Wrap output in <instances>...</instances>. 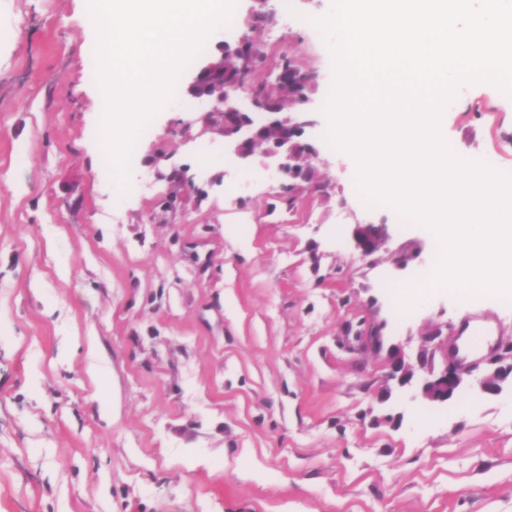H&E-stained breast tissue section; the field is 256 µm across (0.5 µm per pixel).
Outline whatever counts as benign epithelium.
<instances>
[{"mask_svg": "<svg viewBox=\"0 0 512 512\" xmlns=\"http://www.w3.org/2000/svg\"><path fill=\"white\" fill-rule=\"evenodd\" d=\"M247 66L241 80L226 84L220 77L224 70V54L213 55L202 61L194 70L187 86V93L211 103L205 119L215 124V131L224 139V154L239 167L251 163L260 142H265L262 151L268 167L286 181L293 179L301 190L316 187L309 177L308 165L320 160L319 150L310 140L302 139L306 128L314 125L310 119V97L299 98L291 112H270L265 103L244 93L246 79L262 58L257 45L247 51ZM166 179L175 191L172 200L179 201L186 191L195 189L194 176L185 168H174ZM386 236L384 224H356L352 230L355 247L365 256L371 254ZM437 343L429 351L421 352L416 362L405 360L398 347L393 348L387 381L397 390L411 393V398L433 406H442L458 395L467 386V380L458 364L446 357L441 369L433 366L437 348L444 344L440 340L442 330L432 333ZM512 377V363L497 368L491 375L480 380L483 391L498 395L506 389Z\"/></svg>", "mask_w": 512, "mask_h": 512, "instance_id": "7a95c632", "label": "benign epithelium"}]
</instances>
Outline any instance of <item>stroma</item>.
Returning a JSON list of instances; mask_svg holds the SVG:
<instances>
[{
  "instance_id": "obj_1",
  "label": "stroma",
  "mask_w": 512,
  "mask_h": 512,
  "mask_svg": "<svg viewBox=\"0 0 512 512\" xmlns=\"http://www.w3.org/2000/svg\"><path fill=\"white\" fill-rule=\"evenodd\" d=\"M289 5L272 40L280 0H235L203 52L247 34L315 73L325 188L292 208L262 160L227 166L188 70L119 195L88 0H0V512H512V393L475 385L436 408L381 396L390 344L413 357L472 318L493 327L469 349L487 370L512 349V305L452 288L397 308L435 245L368 207L355 159L323 139L333 56L308 19L331 4ZM464 99L449 145L512 170V100L483 82ZM161 161L206 192L173 205ZM364 223L388 232L368 257L350 238ZM376 324L384 347L358 346Z\"/></svg>"
}]
</instances>
